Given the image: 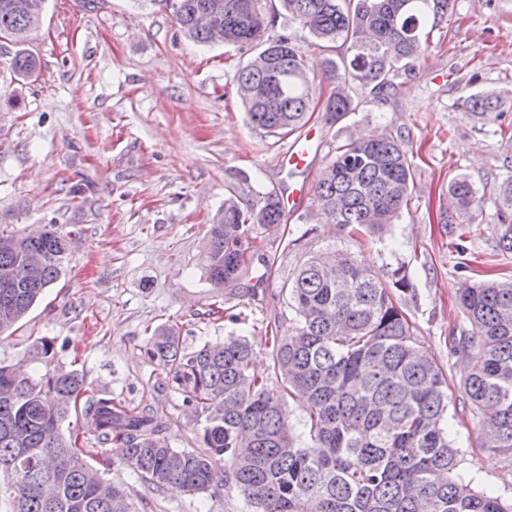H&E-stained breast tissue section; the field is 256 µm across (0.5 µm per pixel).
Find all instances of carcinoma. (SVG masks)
I'll return each instance as SVG.
<instances>
[{"label":"carcinoma","instance_id":"cac0c4a2","mask_svg":"<svg viewBox=\"0 0 512 512\" xmlns=\"http://www.w3.org/2000/svg\"><path fill=\"white\" fill-rule=\"evenodd\" d=\"M181 33L202 45L232 44L254 55L238 70L237 94L250 123L272 136L301 130L317 108L336 122L357 110L354 89L376 101L396 95L401 78L425 58L430 35L448 23L457 0H278L288 19L317 41L341 40L351 56L327 60L332 85L316 95L305 51L275 34L270 0H160ZM45 0H0V39L17 47L12 72L28 76L36 59L24 48ZM483 115L490 92L464 100ZM415 186L404 136L381 132L335 148L313 190L315 216L353 231L382 232L398 219ZM453 210L442 224H471L482 201L465 176L448 185ZM506 225L499 247L512 253V177L495 200ZM279 194L255 208L224 199L204 245L203 269L216 287L235 279L258 231L286 223ZM70 250L53 230L23 237L0 230V332L16 325L60 277ZM411 290L400 268L389 282L351 256L309 257L286 292L294 334L272 337V368L285 395L307 411L309 441L290 423L286 402L251 370L243 336L181 349L174 326L147 338L148 356L184 401L207 413L201 441L176 450L160 437L150 410H128L108 395L86 396L76 370L19 375L0 366V498L11 512H136L125 487L104 477L67 440L60 425L85 400L84 416L101 444H123L121 463L158 488L191 495L221 486L226 474L250 512H512V501L478 489L459 470L449 438L448 373L421 347L402 308ZM472 332L452 339L466 358L460 388L473 418L490 431L481 446L512 455V279L466 283L459 292Z\"/></svg>","mask_w":512,"mask_h":512}]
</instances>
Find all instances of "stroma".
I'll use <instances>...</instances> for the list:
<instances>
[{
	"mask_svg": "<svg viewBox=\"0 0 512 512\" xmlns=\"http://www.w3.org/2000/svg\"><path fill=\"white\" fill-rule=\"evenodd\" d=\"M37 60L17 77L12 44L0 42V224L45 226L64 235L72 256L60 278L16 330L0 334V363L38 377L78 370L88 388L149 407L175 449L200 445L206 415L183 402L145 353L150 329L176 326L184 352L234 334L253 349V368L269 391L282 384L271 368L266 334L292 325L284 291L309 256L351 254L381 279L406 271L405 310L422 346L448 371L450 436L460 469L478 489L512 498V461L481 445L461 409L466 364L451 340L470 331L456 297L464 283L512 278V254L494 202L512 176V0H458L448 33L404 78L399 95L365 100L326 121L314 113V145L305 167L285 157L297 135L273 137L250 123L234 76L249 57L234 46L187 41L155 0H47L27 42ZM496 92L501 106L474 115L458 99ZM402 132L413 155L415 189L383 234H350L311 219L319 172L337 144L369 132ZM467 177L484 204L470 224H443L449 181ZM286 199L290 236L260 233L238 278L213 287L201 264L211 219L228 192L261 204ZM56 354L34 361L40 338ZM63 434L91 449L90 464L124 485L139 512H248L229 485L191 495L159 489L117 463L113 445L97 449L81 413Z\"/></svg>",
	"mask_w": 512,
	"mask_h": 512,
	"instance_id": "obj_1",
	"label": "stroma"
}]
</instances>
